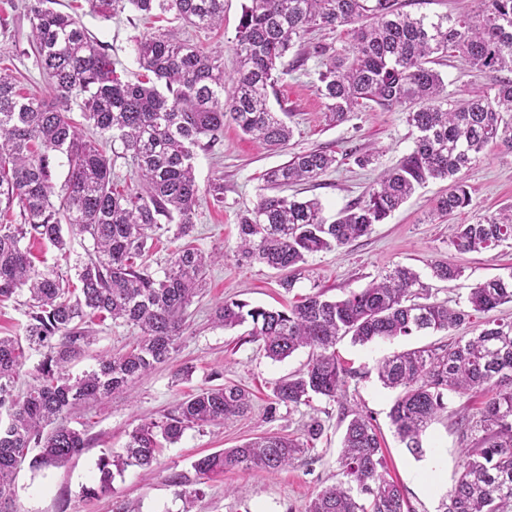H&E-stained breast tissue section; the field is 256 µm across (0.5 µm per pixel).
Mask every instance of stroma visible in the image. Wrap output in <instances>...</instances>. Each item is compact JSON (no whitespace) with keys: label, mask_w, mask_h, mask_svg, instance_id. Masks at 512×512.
<instances>
[{"label":"stroma","mask_w":512,"mask_h":512,"mask_svg":"<svg viewBox=\"0 0 512 512\" xmlns=\"http://www.w3.org/2000/svg\"><path fill=\"white\" fill-rule=\"evenodd\" d=\"M25 0H0V17L8 18V28H0V71L12 74L22 92L50 98L52 91L29 45L30 22L23 9ZM244 0H224V25L211 31L180 26L173 14L145 18L124 10L111 18L92 11L88 0H59L58 11L77 17L97 40L103 42L112 66L126 81H136L141 71L134 46L137 39L160 28H179L204 53L223 54L225 72H232L235 57L230 51L241 17ZM451 97H471L482 93L490 75H475L461 61L440 62L437 66ZM316 75H293L279 82L269 94L274 111L287 115L294 135L286 148L274 152L262 142L244 135L234 124L224 126L221 140L208 150H197L195 173L202 190L193 218L191 241L215 260L205 273L206 287L194 298L186 312L184 333L174 358L139 379L130 391L110 395L103 402L71 410V427L84 431L89 445L61 468L35 469L22 462L15 478L16 512H303L307 501L319 489L339 478L338 457L345 425L339 420L336 404L313 399L296 408L271 409V388L284 377L296 373L308 360L307 350L295 352L281 362L266 358L257 343L248 341L247 327L221 329L212 316L217 304L228 299L253 305L280 308L299 296L319 289L326 297L340 299L360 291L384 270L406 265L420 274L430 300L465 302L478 282L512 272V240L495 249L460 253L450 242L451 224H467L482 215L512 205V153L489 145L465 170L472 203L455 213L450 221L428 222L427 214L436 199L447 193L448 184L431 180L385 223L339 249L309 257L305 273L293 292L278 285V271L259 263L238 259L237 224L240 214L252 209L263 188L266 170L288 161L293 154L326 149L338 162L316 183L288 187V196L318 199L327 218L361 198L387 167L408 154L413 147L412 129L404 108L384 111L368 107L351 113L340 123H330L324 101L316 90ZM379 149L377 164L360 167L356 157ZM224 178V200L216 202L207 187L216 176ZM89 239H71L65 250L48 244L30 243L37 267L56 269L70 282H77L78 269L87 258ZM448 262L462 267V276L453 282L435 278L431 267ZM137 328L105 322L98 326L96 340L85 354L72 361L71 374L79 375L97 366L96 357L127 349ZM443 334L402 336L393 341L353 344L343 339L336 346L341 362L353 370L347 383V403L373 416L385 441L390 476L400 485L412 512H441L467 446L456 422L460 415L479 416L486 401L483 392L451 398L448 410L433 421L423 436L427 454L440 467L428 478H420L415 459L395 437L388 417L397 396L377 378V361L396 351L443 343ZM232 382L250 391L253 407L241 417L221 426L192 427L181 439L165 445L156 462L147 468L131 467L115 477L112 490L90 498L84 493L98 475L97 462L103 455L122 452L132 430L145 419L164 420L174 407L201 389ZM320 418L324 432L313 451L295 460L288 468L261 474L236 469L209 480H200L193 463L201 456L233 448L255 437L278 433L302 436L310 418ZM182 485H174V477ZM201 490L200 498L185 501L179 490Z\"/></svg>","instance_id":"obj_1"}]
</instances>
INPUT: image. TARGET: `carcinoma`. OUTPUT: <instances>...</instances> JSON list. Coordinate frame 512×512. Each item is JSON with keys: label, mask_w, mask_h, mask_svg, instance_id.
<instances>
[{"label": "carcinoma", "mask_w": 512, "mask_h": 512, "mask_svg": "<svg viewBox=\"0 0 512 512\" xmlns=\"http://www.w3.org/2000/svg\"><path fill=\"white\" fill-rule=\"evenodd\" d=\"M458 14H412L400 0H247L231 50L236 67L224 73V56L200 52L173 30L135 44L146 80L126 82L80 21L51 7L55 0H29L32 46L52 97L20 92L0 72V214L19 208L21 224H0V302L29 295L27 340L43 354L39 376L16 391L23 351L18 339L0 336V512L12 507L16 472L30 448L36 468L67 465L85 447L84 433L67 414L93 404L148 375L179 350L185 311L202 287L211 257L186 243L171 253L158 276L136 264L159 230L176 240L194 230L200 188L195 148L211 147L231 121L272 150L283 149L292 127L269 105V89L315 58L317 91L336 121L375 103L404 107L414 146L384 169L365 195L329 221L319 200L299 201L283 189L318 180L336 156L316 149L297 154L264 175L265 193L239 219L237 256L285 273L279 286L290 292L308 258L371 233L430 179L451 181L431 212L441 218L470 205L460 173L491 143L512 151V0H477ZM106 16L129 7L145 16L172 13L186 27L211 30L224 22V0H89ZM350 27L341 49L310 45L316 30ZM297 49L290 66L283 60ZM458 57L474 72L493 75L485 92L450 99L442 75L429 64ZM164 85L166 91L158 89ZM79 108L94 138L72 116ZM207 142H202V139ZM68 174L54 204L53 169L58 157ZM133 167V183L114 187V159ZM74 236L92 241L79 272L78 294L52 269L37 268L25 239L58 249ZM512 239V205L470 224H458L451 244L460 252L493 249ZM452 281L462 269L432 266ZM419 274L409 266L385 270L359 292L329 299L310 294L283 309L226 300L213 323H248L251 341L266 357L282 361L306 348L305 369L272 387L274 403L308 405L315 398L338 404L349 418L340 454L341 479L318 490L304 512H410L400 486L388 478L381 440L371 418L346 406L352 371L336 356L350 338L366 345L400 336L449 333L474 312L512 302V273L475 284L463 305L421 302L413 287ZM139 329L124 352L97 359V367L72 376L67 365L94 342L93 318ZM377 376L398 391L389 412L394 432L416 459L425 456L423 434L448 409V398L473 389L492 392L472 421L462 418L463 437H481L467 449L448 491L443 512H512V322L488 320L470 337L438 346L397 352L379 361ZM250 393L237 384L205 388L181 401L162 421H145L130 434L124 453L97 463L99 497L131 466H149L162 443L173 444L190 427L220 425L247 414ZM324 430L313 418L305 439L256 437L235 448L199 458L202 478L234 469L278 471L312 450Z\"/></svg>", "instance_id": "cac0c4a2"}]
</instances>
